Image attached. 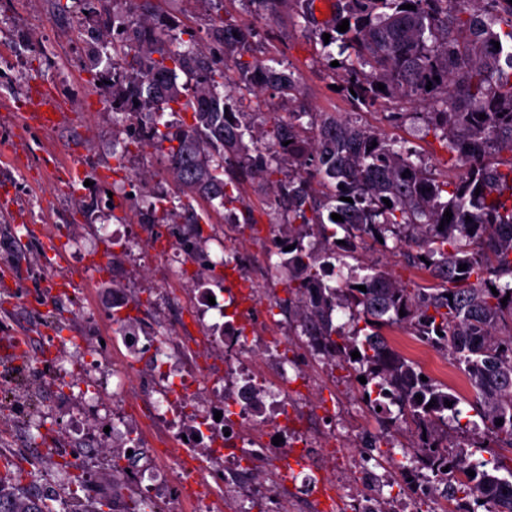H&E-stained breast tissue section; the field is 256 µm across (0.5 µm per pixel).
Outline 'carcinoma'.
<instances>
[{
    "label": "carcinoma",
    "instance_id": "1",
    "mask_svg": "<svg viewBox=\"0 0 512 512\" xmlns=\"http://www.w3.org/2000/svg\"><path fill=\"white\" fill-rule=\"evenodd\" d=\"M249 2L270 19L293 4L297 24L321 44L324 66L343 77L353 102L373 107L399 97L428 109L429 131L448 164L465 168L466 176L440 180L397 141L333 112H290L286 120L272 115L257 122L266 89L291 101L297 77L287 66L261 61L251 40L232 36L235 28L219 14L207 32L219 47L215 56L192 33L186 40L173 37L176 21L153 10L151 0H141L134 20L107 11L106 25L124 29L126 37L118 45L98 42L85 66L92 71L103 65L107 73L119 66L112 79L120 81V105L140 117L146 143L164 153L167 175L180 190L226 209L239 205L242 216L232 222L250 224L240 185L257 176L281 215L276 226L283 246L291 247L280 251L279 266L294 296L288 316L295 335L323 349L324 360L366 378L365 403L380 409L385 428L392 421L385 398L397 397L398 415L429 435L410 449L411 472L444 465L463 471L454 489L459 512H512V466L503 477L497 458L472 459L486 448L481 442L446 447L448 426L460 423V401L447 386L421 380L419 366L383 336L385 329L405 327L450 355L475 393L476 416L512 448V158L493 161L496 154H512V73L500 65L512 66V4L336 0L333 25L325 29L315 25L314 0ZM344 20L349 29L340 32ZM182 76L194 83L189 95ZM165 112L190 120L175 127L161 121ZM267 138L277 141L275 155H253ZM146 143L131 138L123 153ZM447 210L452 218L443 225ZM333 213L343 221L333 220ZM175 217L172 199L159 194L141 223L168 224ZM377 244L435 283L415 292L377 266L363 276L352 269L346 279L327 278L332 262L344 268V258ZM461 264L467 268L459 270ZM338 310L347 321L334 323ZM354 351L360 357L352 358ZM2 496L12 500L11 512H43L21 489L0 484Z\"/></svg>",
    "mask_w": 512,
    "mask_h": 512
}]
</instances>
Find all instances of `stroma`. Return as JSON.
Masks as SVG:
<instances>
[{"label": "stroma", "instance_id": "obj_1", "mask_svg": "<svg viewBox=\"0 0 512 512\" xmlns=\"http://www.w3.org/2000/svg\"><path fill=\"white\" fill-rule=\"evenodd\" d=\"M155 5L174 15L180 29L205 38L210 13L201 0H155ZM223 15L225 21L251 32L261 60L289 64L299 80L298 100L310 111L353 117L359 125L415 148L436 177H458V169L449 167L446 152L428 133L422 117L415 115L414 105L388 100L359 109L343 91L334 89L335 79L317 58L312 39L289 15L269 22L251 13L244 0H224ZM100 21L99 14L89 13L86 0H0V55L21 62L19 68L0 72V225L8 227L0 234V270L16 276L12 287H0V336L26 339L46 334L48 325L58 323L63 324L64 335H84V323L73 313L71 290L86 289V311L102 313L100 291L127 287V272L134 265L135 250L116 247L107 233L117 217L133 219L122 186L133 185L138 194L160 190L172 198L177 195L160 151L123 154L126 136L112 121L111 105L101 102L107 88L78 60L81 46ZM39 93L56 104V122L48 128L24 121ZM242 195L252 209L254 225L225 224L224 208L201 199L192 205L203 225H222L224 234L244 242L253 264L264 267L270 225L278 216L255 179L244 182ZM85 246L95 252L85 267H56L57 251ZM351 264L384 267L413 290L431 283L428 273L405 266L398 254L378 246L358 250ZM52 284L58 286L59 298L48 311L42 295ZM269 299L271 309L278 312L280 331L288 338L289 354L296 356L314 384L313 395L297 399V407L314 403L335 412L342 432L377 431L354 377L311 358L306 337L295 335L293 322L281 313L289 299L283 281H276ZM413 360L425 372L435 361L445 366L437 380L458 392L463 417L471 419L472 389L450 357L425 346Z\"/></svg>", "mask_w": 512, "mask_h": 512}]
</instances>
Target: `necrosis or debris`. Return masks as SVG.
<instances>
[{
	"instance_id": "necrosis-or-debris-1",
	"label": "necrosis or debris",
	"mask_w": 512,
	"mask_h": 512,
	"mask_svg": "<svg viewBox=\"0 0 512 512\" xmlns=\"http://www.w3.org/2000/svg\"><path fill=\"white\" fill-rule=\"evenodd\" d=\"M219 249L223 260L208 269L207 289L189 300L208 321L203 344L219 355L213 367L194 364L176 321L166 335L149 330L143 341L128 340L120 320L133 302L122 291L112 296L111 336L97 337L99 322L87 315L83 321L89 335L33 336L24 362L0 364V411L16 428L11 449L24 453L35 472L24 491L37 504L47 503L58 490L54 482L36 475L48 451L33 436L31 425L55 410L54 393L68 387L72 393L59 452L70 471L91 484L98 476L87 472V464L104 461L105 473L120 489L112 499L113 512H127L128 498L154 500L173 486L182 491L181 512H223L225 500L187 491L206 482L214 469L225 492L242 500L277 497L307 482L315 492L312 512H334L336 484L329 472L336 461L327 452L335 447L336 436L328 432L320 444H311L310 432L289 420L291 378L284 351L265 349L259 360L246 356L253 334L269 327L256 311L261 282L240 252L224 243ZM131 388L140 400L137 422L125 411ZM150 429L165 434L176 448L175 465L146 451ZM202 448L209 449L217 468L195 466ZM381 458L377 451L348 458L347 477L359 488L357 512H385L395 499L402 502L396 512L421 506L429 478L416 484L396 480L380 468ZM259 467L270 473V485L248 481V474ZM388 487L397 488L396 497L385 496Z\"/></svg>"
}]
</instances>
